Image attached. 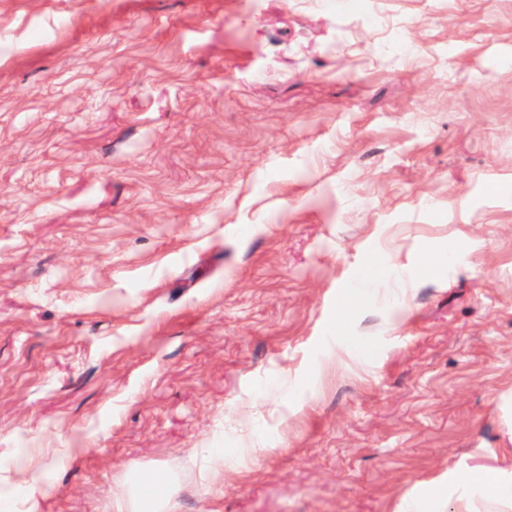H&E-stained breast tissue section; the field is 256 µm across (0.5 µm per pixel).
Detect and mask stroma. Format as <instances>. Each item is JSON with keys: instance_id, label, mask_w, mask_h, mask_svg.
Instances as JSON below:
<instances>
[{"instance_id": "1", "label": "stroma", "mask_w": 512, "mask_h": 512, "mask_svg": "<svg viewBox=\"0 0 512 512\" xmlns=\"http://www.w3.org/2000/svg\"><path fill=\"white\" fill-rule=\"evenodd\" d=\"M134 462L179 512L512 472V0H0V512Z\"/></svg>"}]
</instances>
